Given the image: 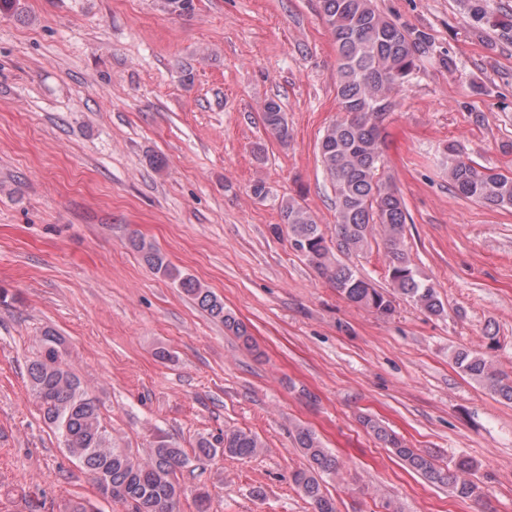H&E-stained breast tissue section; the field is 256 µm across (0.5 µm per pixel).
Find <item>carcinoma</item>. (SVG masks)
<instances>
[{"instance_id":"1","label":"carcinoma","mask_w":512,"mask_h":512,"mask_svg":"<svg viewBox=\"0 0 512 512\" xmlns=\"http://www.w3.org/2000/svg\"><path fill=\"white\" fill-rule=\"evenodd\" d=\"M163 11L187 16L194 0H159ZM320 16L336 45V100L338 115L319 141L323 171L335 196L334 233L326 236L316 216L298 199L280 202L281 222L291 247L316 273L352 305L388 317L399 299L424 312L441 316L444 304L436 287L421 278L404 239L408 221L406 203L381 174L383 130L381 125L394 94L407 86L418 68L426 36L408 32L383 16L374 0H319ZM465 22L473 29L499 30L512 44V19L490 9L489 0H461ZM266 128L281 143L290 137L286 114L275 99L262 109ZM453 190L465 199L499 208H512V176L490 171L450 141L440 152ZM381 240L388 260L391 290L375 285L343 258L365 252L371 241ZM155 274L178 283L179 288L245 346H252L246 324L224 307V301L192 276L182 273L152 244L139 237L129 240ZM65 339L52 330L40 338L36 356L27 364L29 387L44 418L56 428L68 454L90 476L100 493L121 501L132 512H177L188 488L179 474L196 463L204 466L218 456L248 459L265 445L255 434L240 429L224 431L211 441L201 438L192 453L157 441L140 457L122 448L104 426L96 400L68 369ZM455 363L470 379L482 384L500 400L512 403V377L498 370L484 356L459 349ZM366 432L429 483L445 487L461 499L486 498L484 485L473 478L475 465L467 458L438 466L432 456L410 447L391 429L371 417L362 419ZM295 442L308 466L293 474V482L313 506V512H336V503L322 487V475L336 474L338 458L304 426L295 427Z\"/></svg>"}]
</instances>
